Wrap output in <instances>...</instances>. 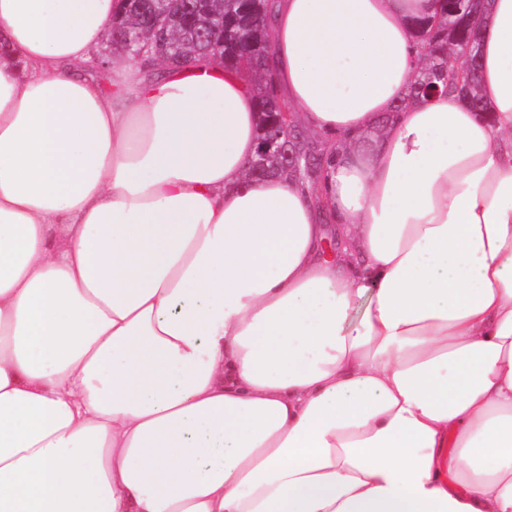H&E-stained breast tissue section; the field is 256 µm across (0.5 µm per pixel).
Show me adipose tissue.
Returning <instances> with one entry per match:
<instances>
[{"label": "adipose tissue", "instance_id": "adipose-tissue-1", "mask_svg": "<svg viewBox=\"0 0 512 512\" xmlns=\"http://www.w3.org/2000/svg\"><path fill=\"white\" fill-rule=\"evenodd\" d=\"M440 10L277 0L314 193L249 178L247 72L94 78L119 0H0V512H512V0L483 111H397Z\"/></svg>", "mask_w": 512, "mask_h": 512}]
</instances>
